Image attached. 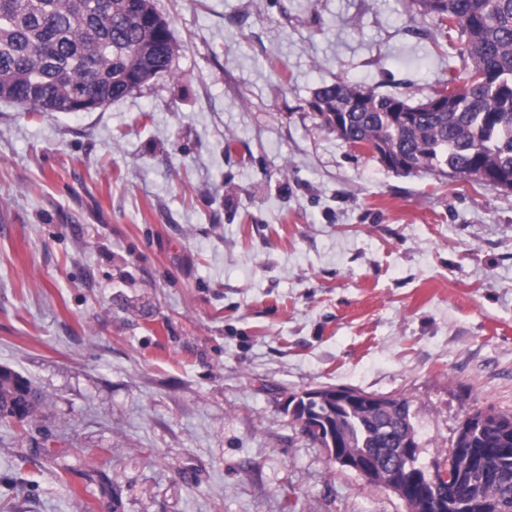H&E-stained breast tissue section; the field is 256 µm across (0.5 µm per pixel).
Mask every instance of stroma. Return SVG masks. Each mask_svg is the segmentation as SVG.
I'll return each instance as SVG.
<instances>
[{"label":"stroma","instance_id":"stroma-1","mask_svg":"<svg viewBox=\"0 0 512 512\" xmlns=\"http://www.w3.org/2000/svg\"><path fill=\"white\" fill-rule=\"evenodd\" d=\"M408 2L153 0L168 75L0 101V367L42 396L0 424V512H408L289 397L407 396L426 464L466 409L512 412V192L395 173L310 107L462 72ZM332 448L331 456L328 455V460L331 463H336L339 467L352 470L357 474L363 476L369 481L384 472L383 467L377 464L370 458H359L358 456L351 457L341 452V442L336 437V445L333 439L330 438ZM334 460V461H333Z\"/></svg>","mask_w":512,"mask_h":512}]
</instances>
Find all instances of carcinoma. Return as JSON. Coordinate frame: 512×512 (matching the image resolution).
<instances>
[{"mask_svg": "<svg viewBox=\"0 0 512 512\" xmlns=\"http://www.w3.org/2000/svg\"><path fill=\"white\" fill-rule=\"evenodd\" d=\"M146 0H0V100L35 112L81 96L107 106L127 96L125 77L152 79L170 72L174 40L147 20ZM440 26L465 38L462 84L445 90L446 112H391L395 95L334 82L315 97L317 114L347 143L402 156L411 170L470 179L487 173L512 182V0H413ZM37 391L17 374L0 379V421L23 424L38 407ZM295 419L321 445L327 435L348 439L346 451L379 458L412 436L414 416L405 397L386 408L338 404L331 387L300 400ZM456 484L428 489L431 512H512V414L475 426L452 443Z\"/></svg>", "mask_w": 512, "mask_h": 512, "instance_id": "carcinoma-1", "label": "carcinoma"}]
</instances>
